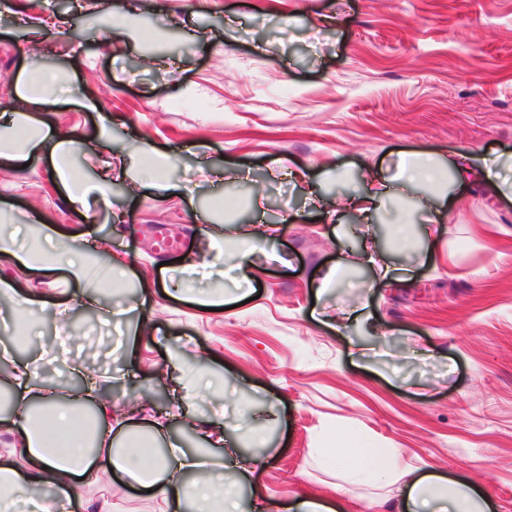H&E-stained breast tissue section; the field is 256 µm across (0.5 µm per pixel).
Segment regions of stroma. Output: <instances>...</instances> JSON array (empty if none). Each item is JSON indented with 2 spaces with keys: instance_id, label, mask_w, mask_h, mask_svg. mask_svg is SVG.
Segmentation results:
<instances>
[{
  "instance_id": "obj_1",
  "label": "stroma",
  "mask_w": 512,
  "mask_h": 512,
  "mask_svg": "<svg viewBox=\"0 0 512 512\" xmlns=\"http://www.w3.org/2000/svg\"><path fill=\"white\" fill-rule=\"evenodd\" d=\"M141 2L0 9V104L16 99L39 40L40 66L64 79L25 102L17 123L67 131L77 149L65 161L86 181L116 170L106 201L84 211L66 201L49 153L0 164V226L29 248L19 226L33 213L71 246L90 230L133 259L126 284L107 294L97 286L105 255L80 278L0 257V278L18 293L71 309L58 320L0 299V327L26 334L16 355L82 336L41 381L66 395L79 362L113 407L144 388L161 396L130 415L134 437L162 420L156 449L176 442L204 456L218 480L237 482L241 512H283L297 489L333 484L344 486L347 512H376L388 485L347 481L355 458L331 462L337 441L354 438L415 476L465 477L492 512H512V195L448 178L428 209L427 189L408 187L373 223L349 210L338 224L327 216L370 181L398 182L415 154L444 163L463 153L512 182V0H160L128 32ZM89 100L99 111L85 109ZM144 147L166 156L169 192L145 175ZM282 166L306 182L279 177ZM214 169L223 180L209 178ZM260 222L273 237L256 243L243 282L232 250L214 242L250 237ZM403 223L410 235L394 242ZM162 232L180 247L158 250ZM364 247L390 279L362 261ZM191 251L210 275L180 276L173 299L169 271ZM333 265L337 283L317 290ZM219 290L224 310H202L200 293ZM82 292L95 304H73ZM141 324L148 334L129 341ZM188 369L223 377V389L181 401L174 386ZM204 427L223 429L225 443L201 438ZM235 453L259 469L239 477L228 465Z\"/></svg>"
}]
</instances>
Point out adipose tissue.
<instances>
[{
    "instance_id": "ef3b65f1",
    "label": "adipose tissue",
    "mask_w": 512,
    "mask_h": 512,
    "mask_svg": "<svg viewBox=\"0 0 512 512\" xmlns=\"http://www.w3.org/2000/svg\"><path fill=\"white\" fill-rule=\"evenodd\" d=\"M64 145L50 126L33 125L20 147L0 141V160L15 162L41 148L50 152L57 178L72 205H86L89 192L69 177L60 150ZM38 360L14 359L7 381L10 413L0 419V503L25 498L31 512H115L111 499L89 496L102 474L113 472L146 490L154 512H179L182 503L205 512H235V488L219 487L204 458L177 448L157 453L150 444L132 441L115 449L112 433L124 423L101 395L96 377L77 370V385L61 397L43 385ZM67 424L64 449L52 448L46 426ZM393 498L379 501L380 512H487L485 498L459 481L435 475L412 478L395 473Z\"/></svg>"
}]
</instances>
